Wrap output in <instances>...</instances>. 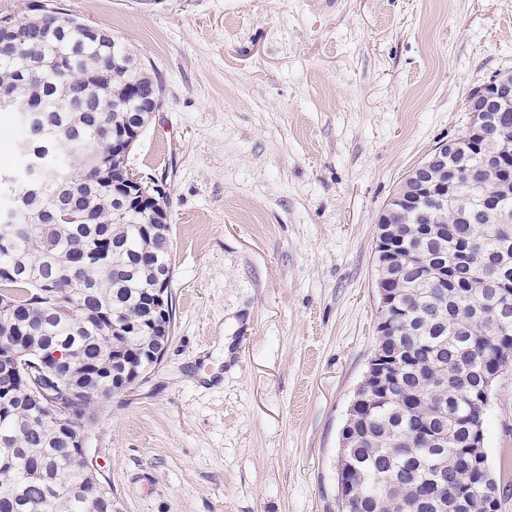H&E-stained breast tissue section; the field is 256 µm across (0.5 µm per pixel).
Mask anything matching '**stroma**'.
Wrapping results in <instances>:
<instances>
[{"instance_id":"35a3bbf8","label":"stroma","mask_w":512,"mask_h":512,"mask_svg":"<svg viewBox=\"0 0 512 512\" xmlns=\"http://www.w3.org/2000/svg\"><path fill=\"white\" fill-rule=\"evenodd\" d=\"M54 2L163 84L128 163L169 193L174 333L88 443L121 512H338L376 218L512 73V0ZM484 450L512 512V366Z\"/></svg>"}]
</instances>
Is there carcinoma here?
<instances>
[{"label":"carcinoma","instance_id":"1","mask_svg":"<svg viewBox=\"0 0 512 512\" xmlns=\"http://www.w3.org/2000/svg\"><path fill=\"white\" fill-rule=\"evenodd\" d=\"M70 14L58 35L39 37L33 18L0 28V112L34 105L43 135L31 143L39 176L0 185V197L27 205L0 219V342L35 351L69 352L47 366V387L85 389L61 421L39 417L45 396L22 377L0 376V512H87V502L57 483L80 481L95 491L96 512H113L102 475L78 471L71 448L86 410L112 396V332L126 334L124 353H138L152 330L146 311L155 274L172 263V228L152 233L148 212L127 208L112 182L125 159L112 155V134L150 108L160 78L137 67V56L104 31L91 37ZM512 130V112L498 113L488 140L470 120L472 146L447 209L435 214L424 197L393 227L406 234L399 255H424V265L392 281L385 313L390 353L411 354L390 399L373 405L358 428L348 479L361 498L351 512H442L436 498L464 497L481 512L478 491L485 459L472 455L467 423L483 419L481 377L501 374L512 349V315L491 313L499 291L512 293V192L501 190L495 163L498 128ZM493 197L498 210L473 220L455 210L474 196ZM425 423L444 434L430 443L414 434Z\"/></svg>","mask_w":512,"mask_h":512}]
</instances>
